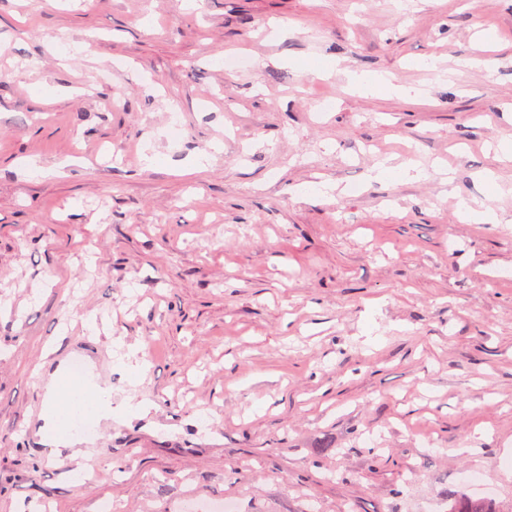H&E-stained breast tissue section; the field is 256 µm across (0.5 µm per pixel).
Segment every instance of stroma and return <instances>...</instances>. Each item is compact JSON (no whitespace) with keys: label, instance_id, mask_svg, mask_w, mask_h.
I'll use <instances>...</instances> for the list:
<instances>
[{"label":"stroma","instance_id":"1","mask_svg":"<svg viewBox=\"0 0 512 512\" xmlns=\"http://www.w3.org/2000/svg\"><path fill=\"white\" fill-rule=\"evenodd\" d=\"M198 2L0 0V512H506L512 0ZM386 158L424 174L370 180ZM91 337L85 483L28 439L36 364ZM350 79L360 88L368 93H389L406 95L409 89L395 84L394 77L390 74L368 75L352 73ZM458 217L462 221L472 223L498 224L501 222L500 215L492 208L477 201L460 204Z\"/></svg>","mask_w":512,"mask_h":512}]
</instances>
